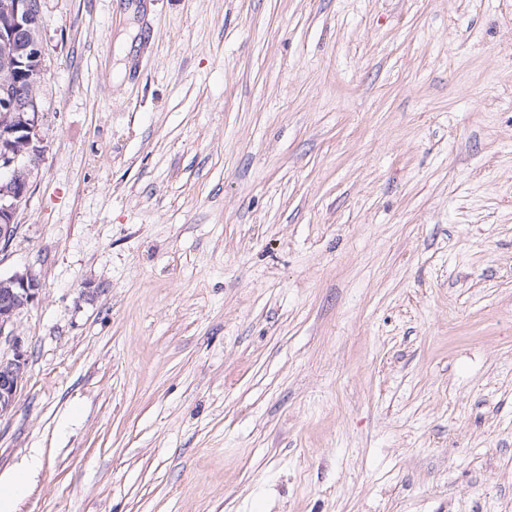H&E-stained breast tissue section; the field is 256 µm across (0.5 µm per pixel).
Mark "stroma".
Returning a JSON list of instances; mask_svg holds the SVG:
<instances>
[{
	"label": "stroma",
	"instance_id": "35a3bbf8",
	"mask_svg": "<svg viewBox=\"0 0 512 512\" xmlns=\"http://www.w3.org/2000/svg\"><path fill=\"white\" fill-rule=\"evenodd\" d=\"M41 30L15 512H512V0Z\"/></svg>",
	"mask_w": 512,
	"mask_h": 512
}]
</instances>
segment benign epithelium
Returning <instances> with one entry per match:
<instances>
[{"instance_id": "obj_1", "label": "benign epithelium", "mask_w": 512, "mask_h": 512, "mask_svg": "<svg viewBox=\"0 0 512 512\" xmlns=\"http://www.w3.org/2000/svg\"><path fill=\"white\" fill-rule=\"evenodd\" d=\"M35 6L31 0H0V66L5 69L29 66L44 75L43 38L35 35ZM46 121L37 84L6 88L0 95V170L9 183L0 189V242L11 243L18 232L16 216L28 202L34 181L33 169L45 152L43 129ZM43 285L31 271L16 272L0 280V335L15 325L19 314L34 304ZM28 365L22 339H13L12 354L0 356V413L13 407Z\"/></svg>"}]
</instances>
